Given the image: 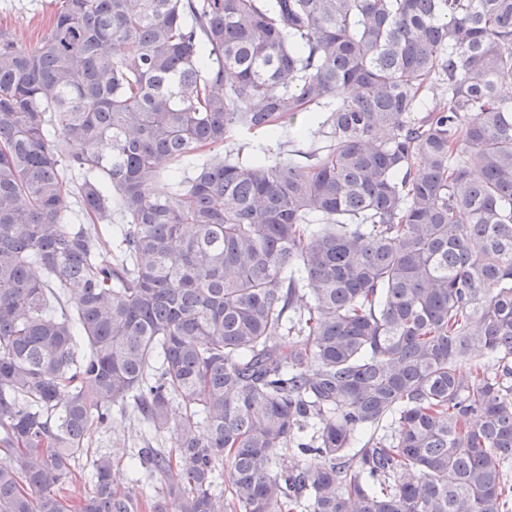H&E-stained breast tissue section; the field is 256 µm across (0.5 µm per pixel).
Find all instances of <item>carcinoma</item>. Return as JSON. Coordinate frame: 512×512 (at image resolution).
Returning a JSON list of instances; mask_svg holds the SVG:
<instances>
[{"mask_svg":"<svg viewBox=\"0 0 512 512\" xmlns=\"http://www.w3.org/2000/svg\"><path fill=\"white\" fill-rule=\"evenodd\" d=\"M288 128L307 150L224 151ZM176 400L174 451L134 456L151 512H512V0H62L36 48L0 31V512H142L107 456L58 489L111 407L157 434ZM202 156H191L179 164L165 163L161 167L162 180L159 185L168 188L171 183L183 179L185 176H191L194 172V166L202 163Z\"/></svg>","mask_w":512,"mask_h":512,"instance_id":"carcinoma-1","label":"carcinoma"}]
</instances>
